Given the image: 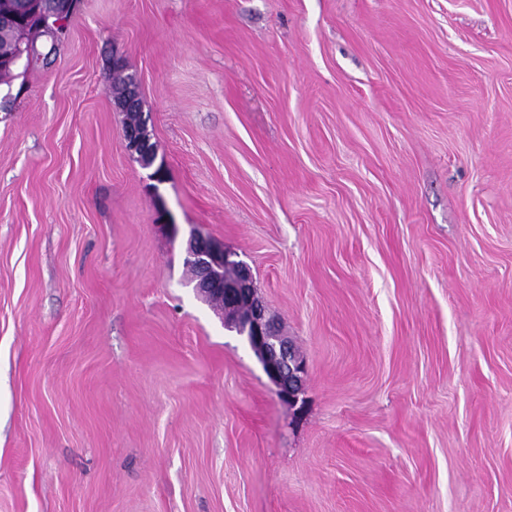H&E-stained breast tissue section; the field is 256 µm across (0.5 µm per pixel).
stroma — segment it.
I'll return each instance as SVG.
<instances>
[{"label": "stroma", "instance_id": "1", "mask_svg": "<svg viewBox=\"0 0 512 512\" xmlns=\"http://www.w3.org/2000/svg\"><path fill=\"white\" fill-rule=\"evenodd\" d=\"M37 46L0 86V512H512V0H80ZM124 138L127 142V148L143 167H150L155 161L154 147L148 148L150 140L146 129H137L125 127ZM224 246L195 230L186 242L184 262L196 270L194 288L200 295L224 296V327L241 336L258 357L265 374L277 388L278 397L290 406L301 400L307 373L306 363L293 354L283 336L256 297L250 269ZM237 274L224 278V267Z\"/></svg>", "mask_w": 512, "mask_h": 512}]
</instances>
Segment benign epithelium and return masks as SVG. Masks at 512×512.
I'll return each instance as SVG.
<instances>
[{"instance_id":"7a95c632","label":"benign epithelium","mask_w":512,"mask_h":512,"mask_svg":"<svg viewBox=\"0 0 512 512\" xmlns=\"http://www.w3.org/2000/svg\"><path fill=\"white\" fill-rule=\"evenodd\" d=\"M79 0H31L26 21H19L8 0H0V20L9 21L15 41V54L0 57V68L18 60L33 58L36 45L30 41L29 29L37 22L50 38L57 39L65 22L75 12ZM140 81L133 75L127 88L115 98L123 112L139 98ZM127 148L143 167L155 161V150L149 147L147 131L125 127ZM184 262L196 270L194 288L200 295L219 293L224 296V327L241 336L258 357L265 374L277 388L278 397L295 406L301 400L307 373L306 363L293 353L288 338L283 336L256 297L250 269L234 260V253L196 231L186 242Z\"/></svg>"}]
</instances>
